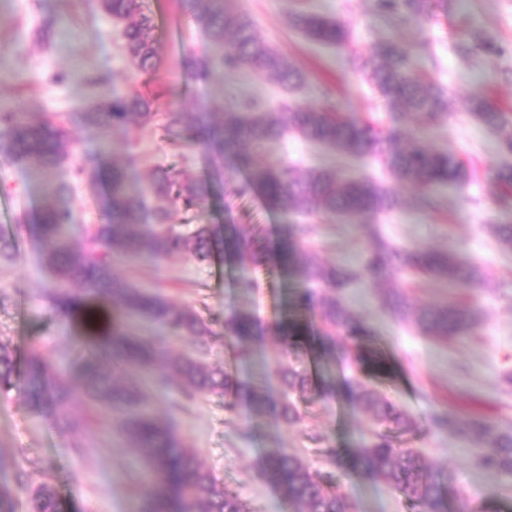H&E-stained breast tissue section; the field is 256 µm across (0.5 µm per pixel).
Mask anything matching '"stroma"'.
<instances>
[{"label": "stroma", "instance_id": "obj_1", "mask_svg": "<svg viewBox=\"0 0 512 512\" xmlns=\"http://www.w3.org/2000/svg\"><path fill=\"white\" fill-rule=\"evenodd\" d=\"M430 2L427 15L399 23L379 11L375 0H307L314 11L336 16L350 33L346 45L321 48L291 25L296 0H231L233 8L252 15L261 38L306 73L305 86L286 95L271 79L245 70L225 75L220 83L181 80L177 58L202 51L206 35L180 0H148L163 58L162 66L150 74L131 66L121 48L119 26L95 0H0V108L37 121L48 113L67 114L78 104L95 105L130 83L155 98L156 111L176 107L192 117L220 94L228 100L247 94L268 103L285 97L316 106L328 90L335 93L342 114L376 120L409 138L417 120L392 115L354 63L383 40L405 48L415 69L448 92V116L428 132L429 145L455 152L477 171L473 181L444 190L438 210L417 208L416 188L398 181L371 156L349 157L292 137L257 152L255 160L281 158L303 170L332 167L377 180L402 199L398 209L371 219L387 242L407 250L430 246L451 251L482 268L484 283L461 291L431 280H400L395 285L417 307L458 295L478 312L476 331L448 342L396 319L386 303L388 285L360 280L345 288L343 297L372 328L386 357L384 371L367 374V381L419 424L418 431L401 436V446L420 449L455 477L448 512H458L464 504L470 512H512V476L478 468L472 461L474 449L460 437L428 427L430 416L443 410L512 426V385L504 382L512 376V250L499 245L490 230L501 214L484 190L486 170L499 165L503 154L498 134L469 114V102L477 94L512 114V0ZM460 42L474 44L471 58L458 55ZM109 143L111 159L137 182H146L158 166L176 167L191 179L206 171L199 147L168 143L156 126L138 119L111 132ZM42 202L28 168L0 160V234L16 248L13 260L0 259V345L21 365L37 349L55 362L75 366L81 346L93 341L81 336L73 320L54 313L46 297L48 275L31 222ZM186 219L217 227L228 221L246 228L258 224L271 245L286 239L296 248L315 250L324 264L345 268L357 266L370 245L365 228L321 214L310 218L312 236L297 237L298 216L267 209L257 194L237 201L231 215H224L215 197L188 212ZM113 270L120 279L159 291L176 303L204 308L216 319L211 362L241 380L263 381L271 396H279L278 379L266 375L278 357L275 337L262 336L243 356L237 342L224 333L225 319L241 309L252 311L265 327L288 320L295 284L279 267L250 273L222 256L200 262L177 255L158 263L120 259ZM247 276L256 282L248 294L238 286ZM301 352L315 390L300 405L301 419L292 424L255 412L241 401L226 409L217 396L189 400L148 383L144 394L155 414L172 421L179 439L196 450L202 466L238 496L246 512H289L280 488L263 474L265 456L274 448L298 453L332 489L353 499L360 512H419L389 486L333 468L314 447L310 437L315 433L332 447H357L366 417L339 393L352 375L348 364L329 357L313 334ZM325 380L335 388L332 396L317 391ZM74 412L85 426L69 433L35 414L23 392L0 394V490L10 496L16 512H31V491L46 478L30 464L38 454L53 464L47 479L66 512H146L145 475L121 422L82 402Z\"/></svg>", "mask_w": 512, "mask_h": 512}]
</instances>
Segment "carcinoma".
I'll use <instances>...</instances> for the list:
<instances>
[{
    "instance_id": "1",
    "label": "carcinoma",
    "mask_w": 512,
    "mask_h": 512,
    "mask_svg": "<svg viewBox=\"0 0 512 512\" xmlns=\"http://www.w3.org/2000/svg\"><path fill=\"white\" fill-rule=\"evenodd\" d=\"M98 2L106 14L122 24L125 54L134 67L142 72L156 70L161 58L156 25L146 0ZM426 5L427 0H379L381 8L401 18L422 14ZM183 7L208 40L203 52H189L180 62L193 78L211 82L224 77L226 71L248 69L286 90L304 82V75L290 58L257 35L248 13L228 8L227 0H183ZM291 23L313 44L331 47L348 40L347 29L334 16L298 11L292 14ZM359 67L391 109L407 111L425 127L438 124L447 114V93L418 76L409 55L398 45L377 43L359 58ZM213 111L222 115L217 124L211 121ZM471 111L480 123L501 134V149L512 154V119L484 97L472 100ZM157 116L165 140L202 148L209 157L211 174L187 180L173 167L157 168L147 183L137 184L122 165L113 162L108 165L109 192L101 222L78 228L74 179L85 172V167L71 162L73 142L66 122L80 121L103 132L124 128L134 117L148 123ZM68 121L55 115L27 121L19 113L1 112L0 157L29 167L44 193L45 204L33 223L42 243V265L54 278L55 310L79 319L84 333L93 335L100 331L97 300L112 301L116 315L107 327L104 349L130 368L153 370L157 389L175 387L189 398L222 395L228 398L226 407L230 410L241 398L257 412L275 409L290 424L299 419V402L312 391L311 377L300 364L301 343L309 333L305 315L315 313L321 344L341 351L344 360L352 362L359 372L379 371L384 366L383 356L373 345L372 329L351 313L341 296L343 288L361 273L372 281L412 274L445 280L459 288H474L484 281L479 266L451 252L400 250L375 233L359 272L325 266L309 249L297 253L284 246L275 254L264 236L245 233L237 224L224 225L221 233L208 224L175 222L178 210L199 207L214 194L226 170L244 173L224 200L228 213L235 200L255 190L271 210L333 214L357 224L398 206L393 192L365 176L326 168L301 172L280 162L257 166L242 151L245 145L263 148L290 134L344 155H375L401 182L419 190V205L426 209H437L440 191L475 176V170L453 152L432 148L416 137L405 143L394 130L384 133L369 121L342 115L328 92L315 107L285 102L265 107L255 98H241L228 105L220 95L211 101L210 111L199 112L188 122L177 108L161 114L151 111V99L131 88L96 106L75 108ZM484 180L486 192L501 204L512 198V163L503 162L488 170ZM176 253L190 254L202 262L224 254L240 266L252 268L276 261L301 284L293 298L297 315L274 329L282 346L281 360L269 374L280 382L279 399H273L262 385L242 382L207 362L214 335L211 320L191 306L177 305L162 294L119 281L113 274L116 258L159 262ZM387 304L399 320L411 321L426 334L443 340L473 332L479 323L469 306L452 303L418 309L396 289L389 294ZM127 317L154 323L172 336H190L196 351L159 360L153 348L129 332ZM224 330L246 346L262 333L261 325L248 311H239L224 321ZM82 378V384L69 386V371L35 349L20 379L13 355L0 346V392L23 391L36 414L66 428H77L80 423L70 418V410L76 402L87 399L103 404L110 414H119L126 436L152 476L149 494L157 500L159 512H243L238 498L201 466L194 449L176 437L170 424L156 418L136 384L117 387L92 363L82 367ZM345 395L368 418V436L344 453L325 449L327 461L339 468L348 463L365 477L393 487L422 512H448L452 473L435 467L418 449L397 444L395 433L418 428L415 418L359 377L346 383ZM431 425L487 448L478 459L480 466L512 473L511 428L464 420L449 410L434 415ZM266 474L280 485L295 512H358L355 502L337 494L301 456L284 448L268 455ZM32 507L34 512H65L47 481L34 490Z\"/></svg>"
}]
</instances>
